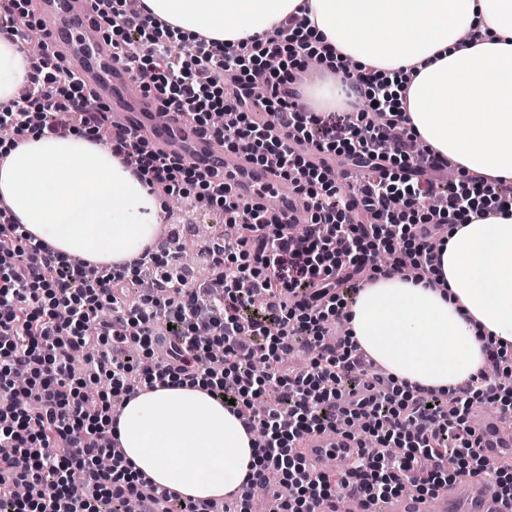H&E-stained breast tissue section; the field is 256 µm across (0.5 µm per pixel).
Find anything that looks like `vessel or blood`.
Instances as JSON below:
<instances>
[{"instance_id":"vessel-or-blood-1","label":"vessel or blood","mask_w":512,"mask_h":512,"mask_svg":"<svg viewBox=\"0 0 512 512\" xmlns=\"http://www.w3.org/2000/svg\"><path fill=\"white\" fill-rule=\"evenodd\" d=\"M93 8L92 0H84L79 8L74 7L73 0H45L42 24L58 57L93 85L99 99L111 107L114 123L132 128L151 126L152 140L164 152L188 158L208 174L223 171L245 201L264 204L259 187L274 185L278 197L276 215L282 221H289L301 210L302 203L291 185L277 180L268 168L253 167L242 155L226 152L209 138L184 127L175 116L154 111L152 100L134 86L113 61L111 48L96 34ZM478 419L475 436L486 456L498 458L512 448V431L504 430L498 417L482 413ZM310 445L352 455L359 451L357 442L336 433L314 436ZM383 512H512V505L496 500L479 479L468 477L459 480L445 495L388 500Z\"/></svg>"}]
</instances>
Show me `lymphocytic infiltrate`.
<instances>
[{"mask_svg": "<svg viewBox=\"0 0 512 512\" xmlns=\"http://www.w3.org/2000/svg\"><path fill=\"white\" fill-rule=\"evenodd\" d=\"M96 25L143 90L252 165H275L304 202L308 222L294 234L268 210L242 201L223 178H207L181 156L154 148L140 129L113 124L110 108L50 48L31 63L27 94L0 112L14 135L112 129L115 155L160 197L229 215L244 227L234 239L208 240L209 279L189 281L177 251L147 248L129 269L90 267L60 257L0 202V512H123L155 503L158 512H211L206 501L131 474L111 430L118 406L142 385L177 378L205 381L247 430L263 429L260 468L248 490L229 494L224 512H251L250 488L280 501L279 512H319L341 494L371 512L412 485L419 497L478 477L497 499L512 501L504 467L490 470L470 435L475 409L512 416V349L487 339L489 372L455 393L401 394L393 377L342 326L364 282L403 268L436 285L435 239L484 196L483 177L446 188L448 163L415 150V135L390 81L362 74L370 91L342 121L305 111L289 62L306 55L307 16H291L263 42L219 43L188 37L161 20L128 11V0H96ZM67 97H60V86ZM265 120H255V112ZM64 112L71 123L53 121ZM342 165L347 186L331 168ZM153 288L138 306L123 291L142 270ZM303 348L305 369L287 368ZM82 355L85 377L70 358ZM333 430L362 452L342 475L314 467L306 441ZM66 454H58V444Z\"/></svg>", "mask_w": 512, "mask_h": 512, "instance_id": "lymphocytic-infiltrate-1", "label": "lymphocytic infiltrate"}]
</instances>
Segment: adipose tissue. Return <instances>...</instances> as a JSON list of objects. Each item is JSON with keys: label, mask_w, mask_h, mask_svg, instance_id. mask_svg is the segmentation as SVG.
<instances>
[{"label": "adipose tissue", "mask_w": 512, "mask_h": 512, "mask_svg": "<svg viewBox=\"0 0 512 512\" xmlns=\"http://www.w3.org/2000/svg\"><path fill=\"white\" fill-rule=\"evenodd\" d=\"M187 35L266 41L306 9L310 48L380 77L417 139L457 172L512 182V0H142ZM302 87L311 111L360 105L336 58ZM29 60L0 31V108L25 85ZM0 199L54 251L97 265L128 262L151 244L163 202L103 139L28 133L0 163ZM431 288L402 273L359 291L347 327L399 387L454 392L486 368L485 337L512 345V209L449 229ZM132 471L158 487L207 500L242 488L255 439L203 384L142 388L113 417Z\"/></svg>", "instance_id": "ef3b65f1"}]
</instances>
